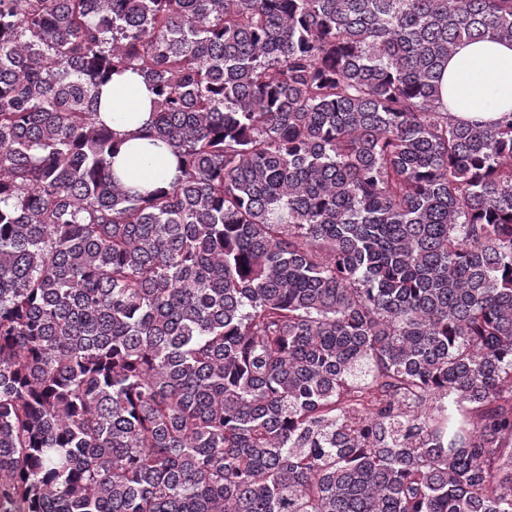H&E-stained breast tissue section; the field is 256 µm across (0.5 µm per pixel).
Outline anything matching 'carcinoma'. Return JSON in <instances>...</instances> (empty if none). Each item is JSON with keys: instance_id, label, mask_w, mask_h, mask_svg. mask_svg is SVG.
<instances>
[{"instance_id": "carcinoma-1", "label": "carcinoma", "mask_w": 512, "mask_h": 512, "mask_svg": "<svg viewBox=\"0 0 512 512\" xmlns=\"http://www.w3.org/2000/svg\"><path fill=\"white\" fill-rule=\"evenodd\" d=\"M488 37L512 0H0V512H512V121L441 96ZM152 85L128 70L101 86L99 119L122 143L113 159L116 176L141 193L165 187L176 175L177 160L161 142L147 137L155 118Z\"/></svg>"}]
</instances>
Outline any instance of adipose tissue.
<instances>
[{"label": "adipose tissue", "mask_w": 512, "mask_h": 512, "mask_svg": "<svg viewBox=\"0 0 512 512\" xmlns=\"http://www.w3.org/2000/svg\"><path fill=\"white\" fill-rule=\"evenodd\" d=\"M442 98L462 122L492 124L512 112V42H461L443 74ZM150 83L128 70L101 86L99 118L121 145L113 159L116 176L141 193L168 186L177 160L149 130L155 118Z\"/></svg>", "instance_id": "ef3b65f1"}]
</instances>
